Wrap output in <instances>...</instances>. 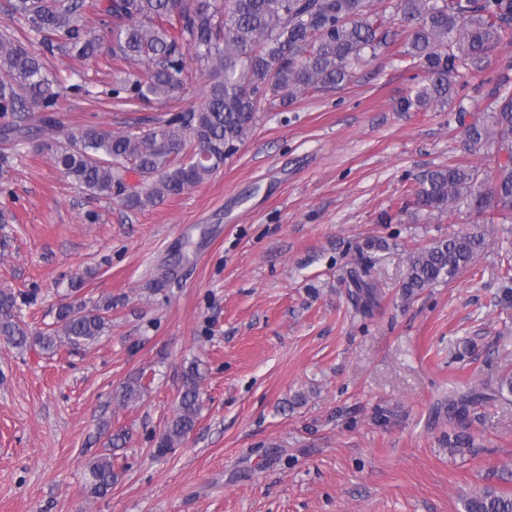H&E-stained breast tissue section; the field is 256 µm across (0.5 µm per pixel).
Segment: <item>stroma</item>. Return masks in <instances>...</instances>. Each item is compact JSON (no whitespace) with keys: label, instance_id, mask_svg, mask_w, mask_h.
I'll list each match as a JSON object with an SVG mask.
<instances>
[{"label":"stroma","instance_id":"35a3bbf8","mask_svg":"<svg viewBox=\"0 0 512 512\" xmlns=\"http://www.w3.org/2000/svg\"><path fill=\"white\" fill-rule=\"evenodd\" d=\"M47 66L72 130L167 110L113 100L120 64ZM422 77L393 49L354 66L340 87L260 113L205 182L142 211L82 192L37 141L21 147L0 175V289L32 331L76 301L112 310L79 349L0 338V512H462L484 488L512 494V394L448 418L449 396L512 376L506 261L492 244L453 281L400 293L408 251L474 222L418 209L420 175H491L464 153L455 106L401 111ZM370 238L389 249L379 304L362 316L345 276ZM194 362L197 425L155 455ZM132 378L142 396L120 403ZM105 422L127 442L111 493L91 500L86 464ZM456 433L472 447L450 453Z\"/></svg>","mask_w":512,"mask_h":512}]
</instances>
